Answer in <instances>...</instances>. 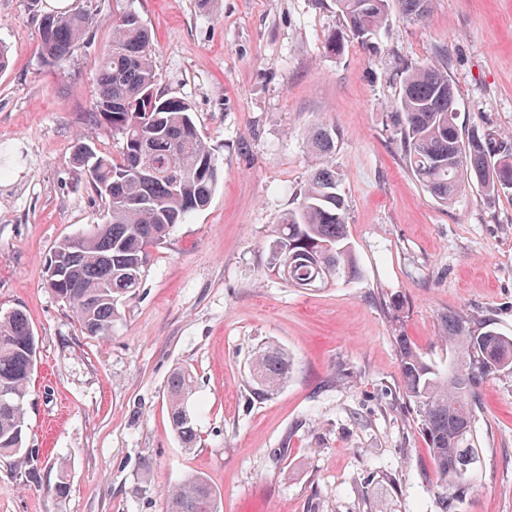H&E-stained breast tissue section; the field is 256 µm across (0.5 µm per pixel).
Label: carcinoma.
Returning <instances> with one entry per match:
<instances>
[{
	"label": "carcinoma",
	"mask_w": 512,
	"mask_h": 512,
	"mask_svg": "<svg viewBox=\"0 0 512 512\" xmlns=\"http://www.w3.org/2000/svg\"><path fill=\"white\" fill-rule=\"evenodd\" d=\"M390 0H335L344 27L366 45L389 19ZM399 14L425 18L432 0H395ZM93 23L85 11L49 13L40 20V53L53 67L63 66ZM400 107L396 113L399 147L407 169L425 191L446 205L468 179L486 195L512 190V153L494 157L491 139L461 133L448 66L433 62L399 67ZM95 123L121 141L119 157L75 146L73 160L90 188L105 200V219L85 232L61 240L52 253L64 259L58 276H47L54 294L72 309L89 336H107L119 317L120 302L140 288L153 248L177 224L204 210L215 192L220 170L179 97L156 91L152 38L140 15L123 10L112 21V45L99 67ZM336 129L314 131L312 152L336 149ZM342 174L316 170L296 208L286 212L268 243V270L295 288H330L355 277L347 241V208L340 194ZM441 341L452 361L441 373L404 335L396 337L403 395L427 438L431 459L446 490L463 491L470 472L466 460L480 458L474 429L480 386L512 374V336L487 326L474 328L458 315L442 320ZM36 343L26 315L0 314V456L27 455L25 400L35 365ZM292 369L288 352L272 343L255 348L249 362L251 392L274 394ZM192 372L177 367L168 380L169 422L182 448L198 442ZM165 512H220L208 480L191 473L164 497Z\"/></svg>",
	"instance_id": "1"
}]
</instances>
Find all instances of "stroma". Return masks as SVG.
Here are the masks:
<instances>
[{"label": "stroma", "mask_w": 512, "mask_h": 512, "mask_svg": "<svg viewBox=\"0 0 512 512\" xmlns=\"http://www.w3.org/2000/svg\"><path fill=\"white\" fill-rule=\"evenodd\" d=\"M153 34L156 89L186 101L221 177L209 207L154 248L109 336L83 333L46 285L58 241L105 203L73 162L77 141L116 155L89 118L99 62L123 6ZM87 37L62 67L40 55L45 0H0V311L22 310L37 366L25 404L30 463L0 457V512H161L203 474L222 512H512V375L481 390L480 461L446 500L400 388L397 335L447 370L443 315L512 336V191L466 185L449 204L402 159L392 114L402 62L444 59L463 130L512 149V0H433L395 14L372 49L345 35L333 0H74ZM343 37L341 52L326 41ZM336 129L319 158L307 135ZM343 175L355 279L311 291L267 269V243L310 175ZM286 349L287 384L258 398L259 344ZM177 367L195 376L200 441L168 419Z\"/></svg>", "instance_id": "1"}]
</instances>
